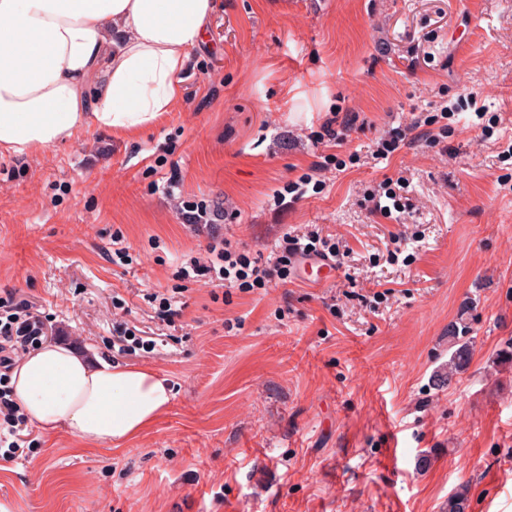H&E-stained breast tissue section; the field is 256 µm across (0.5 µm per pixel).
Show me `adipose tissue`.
<instances>
[{"label": "adipose tissue", "instance_id": "1", "mask_svg": "<svg viewBox=\"0 0 512 512\" xmlns=\"http://www.w3.org/2000/svg\"><path fill=\"white\" fill-rule=\"evenodd\" d=\"M214 10L215 0H0V153H34L88 126L153 125L180 101ZM10 384L36 428L93 446L138 436L171 402L152 371L60 344L27 352Z\"/></svg>", "mask_w": 512, "mask_h": 512}]
</instances>
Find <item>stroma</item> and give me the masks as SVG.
Returning <instances> with one entry per match:
<instances>
[{"instance_id": "35a3bbf8", "label": "stroma", "mask_w": 512, "mask_h": 512, "mask_svg": "<svg viewBox=\"0 0 512 512\" xmlns=\"http://www.w3.org/2000/svg\"><path fill=\"white\" fill-rule=\"evenodd\" d=\"M339 112L362 131L317 143ZM428 119L436 142L367 158ZM331 153L320 185L277 203ZM399 177V221L371 216L368 193ZM200 201L252 255L318 224L344 264L322 285L212 301L176 276L205 254L183 211ZM116 236L137 264H113ZM180 286L183 315L162 326L146 296ZM9 290L57 342L172 389L112 447L33 431L26 458H0L9 512H443L463 488L466 512H512V363L498 359L512 350V0H217L183 99L156 123L0 154ZM462 315L469 367L435 386ZM118 321L168 343L118 355ZM411 130H413V128L400 129L397 127L393 129L389 139H383L381 142H378L376 149L370 151L371 158L374 160L387 158L399 148L400 144L405 141Z\"/></svg>"}]
</instances>
